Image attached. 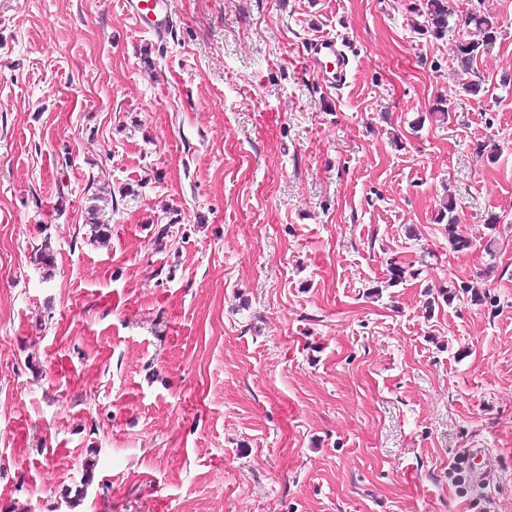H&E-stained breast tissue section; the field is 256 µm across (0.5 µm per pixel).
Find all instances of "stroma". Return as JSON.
Segmentation results:
<instances>
[{
	"instance_id": "35a3bbf8",
	"label": "stroma",
	"mask_w": 512,
	"mask_h": 512,
	"mask_svg": "<svg viewBox=\"0 0 512 512\" xmlns=\"http://www.w3.org/2000/svg\"><path fill=\"white\" fill-rule=\"evenodd\" d=\"M423 3L0 0V512H512V0L477 99ZM124 7L135 24L156 39H164L174 27L171 0H124ZM306 61L326 86L338 90L346 84L349 58L344 45L335 37L323 36L310 41ZM331 65L333 68L330 69ZM95 202L88 211L89 214V224L91 225V233L89 237V241L92 243L105 245L111 239V228L109 224H106L101 219V211L103 210L102 206L98 204V202L105 203L107 199L99 194L95 195L92 198ZM456 213V201L451 195H448L446 203L437 211L435 221L438 224H445V230L448 232V242L455 251L461 252L468 250L472 242L458 232L459 219ZM486 452L483 448H474L466 458L468 468L474 478V480L481 485L489 482L492 474L485 465Z\"/></svg>"
}]
</instances>
